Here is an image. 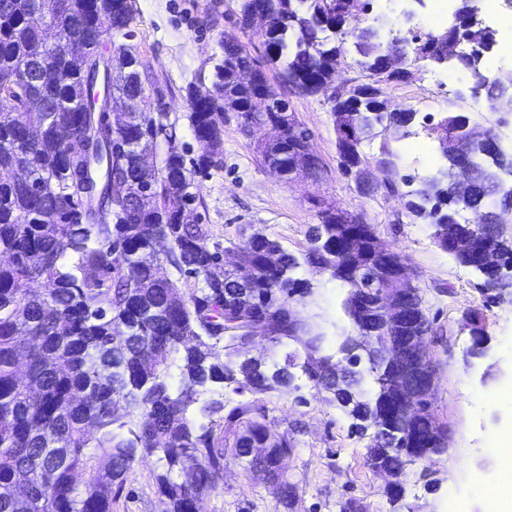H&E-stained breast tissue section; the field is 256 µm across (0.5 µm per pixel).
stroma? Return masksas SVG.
<instances>
[{"mask_svg":"<svg viewBox=\"0 0 512 512\" xmlns=\"http://www.w3.org/2000/svg\"><path fill=\"white\" fill-rule=\"evenodd\" d=\"M130 2V24L126 32H111L112 43L132 47L147 94L164 97L181 147L187 158H195L201 146L188 120L187 86H210L213 68L224 57V42H240L253 59H262V38L239 26L240 0ZM404 7L403 0H371L369 11L350 25L397 32L413 25L422 32L435 31L429 9H422L409 24L402 17ZM408 69L409 76L387 90L390 108L415 114L409 136L395 144L402 174L417 180L436 171L441 163L438 143L423 124L455 110L468 118L470 127L493 129L501 147L512 149L511 104L475 107L473 97L464 94L468 80L458 64L412 63ZM288 100L290 112L310 133L318 169L290 180L279 177L256 150L261 132H246L240 113H225L222 163L195 178L193 209L209 229L208 244L229 249L259 231L302 261L323 210L362 215L412 268L432 323L425 338L437 371L431 413L448 426V449L427 460L406 462L404 491L394 501L386 492L387 476L368 462L373 431L357 432L348 409L301 368H294L290 384L264 392L239 395L226 384L212 383L201 389L203 400L221 401L229 408L256 401L267 409L268 430L293 439L295 449L282 471L295 494L282 503L275 483L231 459L217 487L204 496L201 512H487L492 499L500 512H512V480L502 478L496 452L504 437L512 438V303L487 299L478 276L438 245L433 227L408 213L404 193L390 194L381 187L360 191L340 164L335 118L326 95L296 92ZM296 275L309 284L296 311L321 335L320 356L344 367L342 346L357 335L345 310L347 285L303 262ZM476 325L486 334L487 351L480 358L470 354ZM155 468L151 458L136 462L112 512H165L153 482Z\"/></svg>","mask_w":512,"mask_h":512,"instance_id":"35a3bbf8","label":"stroma"}]
</instances>
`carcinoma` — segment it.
I'll use <instances>...</instances> for the list:
<instances>
[{
  "label": "carcinoma",
  "instance_id": "obj_1",
  "mask_svg": "<svg viewBox=\"0 0 512 512\" xmlns=\"http://www.w3.org/2000/svg\"><path fill=\"white\" fill-rule=\"evenodd\" d=\"M123 0H0V253H13V263L0 265V512H112V502L123 493L127 475L139 458L154 457L157 492L168 501L167 512H199L202 497L217 486L224 472L227 449L244 444L251 448L250 464L266 467L275 457L294 448L288 433L268 434L266 407L255 402L234 407L225 416L196 424L198 379L222 382L233 391L270 388L262 362L233 360L237 356L234 333L224 332L225 320L239 319L238 308L224 305V293L248 286L245 298L252 315L279 321L288 316L295 296L308 289L292 273L299 267L295 256L281 243L263 234L235 246L239 262L223 277L221 288H202L184 297L180 279H161L156 270L166 262L181 276L199 277L221 262L219 248L207 244L203 222L185 224L188 204L186 182L193 173L180 151L167 154L159 170L147 174L131 167L118 174L112 153L151 134L147 111L132 110L112 117L115 94H144L140 73L129 72L131 49L113 48L107 56H63L55 81L36 88L17 89L12 76L33 68L46 52L39 28L51 24L59 31L56 50L72 30L82 27L92 44L111 31L129 25ZM244 14L266 15L271 22L262 32L264 57L279 72L281 86L274 87L264 71L257 74L258 88L276 100L288 99V90L304 83L330 88L335 69L329 58L334 45L331 27L355 15L352 0H241ZM359 65L382 69L385 46L375 30L355 35ZM251 60L239 47L224 49L214 65L206 96L196 86L186 88L189 121L203 152L198 170L213 167L220 154L224 113L244 111L247 92L236 83V68ZM469 84L491 102L500 88L484 66L469 61ZM332 109L343 108L364 135L388 130L381 147L385 166L384 187L394 193L400 176L399 154L390 141L409 135L410 112H383L372 99L351 95L331 98ZM28 125L43 129V169L37 182L14 180L16 169L27 159L21 150L4 147L19 140ZM295 143L288 130L274 120L270 137L258 146L263 158L290 157ZM512 161L498 140L473 145V179L476 189L461 207L474 220L458 226L462 237L471 226L493 223L492 213L504 193L486 147ZM451 160H443L435 174L408 192L410 213L434 227L445 239L442 206L455 205L448 180ZM153 194L136 204L126 220L112 212L124 202L140 197L146 184ZM316 231L329 240L327 251L306 254L305 264L330 270L336 265V236L345 233L331 209L322 212ZM32 280L45 285L44 293L27 288ZM409 320H430L419 294L409 305ZM299 335L269 336L267 340L300 343L316 369L311 377L334 389L338 403L350 408L357 420L391 425L396 441L377 439L370 448L373 466H389L398 457L417 458L439 424L425 415L398 414L394 410L392 374L378 359H368L378 371L379 391L374 403L358 399L362 375L343 384L328 359H315L321 336L304 320ZM119 325L128 326L135 340L114 338ZM228 360L219 361L220 355ZM177 369L181 385L168 382ZM125 403L143 422L139 430L123 432L125 424L112 409ZM58 431L56 447H42L41 432ZM85 481H76L78 474Z\"/></svg>",
  "mask_w": 512,
  "mask_h": 512
}]
</instances>
